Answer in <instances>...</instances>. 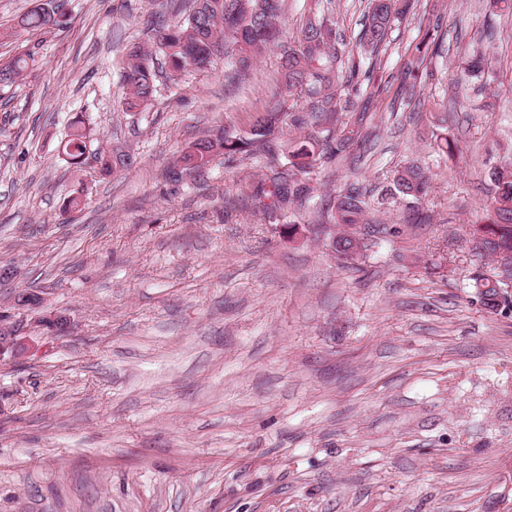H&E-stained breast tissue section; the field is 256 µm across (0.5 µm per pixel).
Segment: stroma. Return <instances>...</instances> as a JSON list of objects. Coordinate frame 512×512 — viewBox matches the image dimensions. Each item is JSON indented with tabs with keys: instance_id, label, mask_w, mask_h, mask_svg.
<instances>
[{
	"instance_id": "35a3bbf8",
	"label": "stroma",
	"mask_w": 512,
	"mask_h": 512,
	"mask_svg": "<svg viewBox=\"0 0 512 512\" xmlns=\"http://www.w3.org/2000/svg\"><path fill=\"white\" fill-rule=\"evenodd\" d=\"M162 2L67 0L66 28L18 41L37 0H0V63L34 53L25 80L0 86V313L31 345L0 365V512H512V311L481 304L476 277L501 270L470 235L512 157V12L419 0L389 32L375 145L358 172L323 163L311 204L355 181L379 195L414 160L431 172L430 221L385 204L373 217L394 232L344 263L309 210H255L262 157L166 177L190 142L297 98L271 51L240 81L221 60L159 78L146 111L122 112L126 47ZM369 6L285 0L280 25L288 38L325 18L354 50ZM428 21L434 76L419 111L393 107ZM478 51L491 65L472 75ZM443 106L453 157L435 148ZM77 116L92 146L136 166L69 164ZM27 292L67 318L63 335L18 313ZM94 157L99 164V171L103 175H110L116 171L129 170L137 162L134 154L121 149L112 151L99 150L95 153Z\"/></svg>"
}]
</instances>
